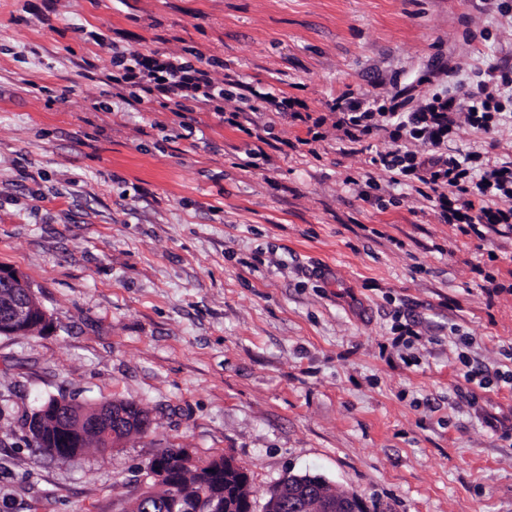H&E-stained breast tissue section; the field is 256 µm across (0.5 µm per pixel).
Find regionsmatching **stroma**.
Segmentation results:
<instances>
[{
    "label": "stroma",
    "instance_id": "stroma-1",
    "mask_svg": "<svg viewBox=\"0 0 512 512\" xmlns=\"http://www.w3.org/2000/svg\"><path fill=\"white\" fill-rule=\"evenodd\" d=\"M114 44L219 58L214 78L305 102L326 138L293 150L307 128L286 115L262 141L112 101ZM441 58L512 68V18L486 0H0V266L51 320L0 335V512H130L166 448L234 457L256 512L290 472L367 512H512V386L465 378L512 371V234L442 222L370 164L383 133L361 150L327 109L418 94ZM456 144L511 157L512 125ZM61 395L151 426L50 457L23 418Z\"/></svg>",
    "mask_w": 512,
    "mask_h": 512
}]
</instances>
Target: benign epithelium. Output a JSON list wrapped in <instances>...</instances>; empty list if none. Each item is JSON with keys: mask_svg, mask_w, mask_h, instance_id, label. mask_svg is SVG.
<instances>
[{"mask_svg": "<svg viewBox=\"0 0 512 512\" xmlns=\"http://www.w3.org/2000/svg\"><path fill=\"white\" fill-rule=\"evenodd\" d=\"M5 294L0 297V334L25 335L35 329H45L50 325L47 312L36 300L35 294L24 277L16 270L0 267V290ZM73 406V402L61 397L54 398L52 403L34 410L26 415L24 428L29 436L40 437L44 431L45 412H60ZM119 413L115 422L108 421L100 414L87 422V427L97 433L104 448H120L130 436L126 434V424ZM172 476V459L169 453L159 452L149 462L146 478L157 483L168 481ZM247 476L246 470L230 456H224V478L241 483ZM295 475L285 476L270 492L265 503L264 512H280V505L285 498L298 495L297 485L293 483ZM303 501L311 503L314 512H365L362 501L355 495L342 493L328 483L313 487L304 493Z\"/></svg>", "mask_w": 512, "mask_h": 512, "instance_id": "obj_1", "label": "benign epithelium"}]
</instances>
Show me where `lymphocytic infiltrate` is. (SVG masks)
I'll use <instances>...</instances> for the list:
<instances>
[{
	"label": "lymphocytic infiltrate",
	"instance_id": "obj_1",
	"mask_svg": "<svg viewBox=\"0 0 512 512\" xmlns=\"http://www.w3.org/2000/svg\"><path fill=\"white\" fill-rule=\"evenodd\" d=\"M111 73L103 84L120 102L152 101L175 114L205 109L225 117L228 124L248 131L260 129L262 103L275 101L271 93H259V105L250 111L226 112L236 77L214 79L209 65L159 51H113ZM447 71V90L436 92L414 108L390 99L379 103L370 97L343 93L330 106L335 127L350 140L359 141L376 131L386 132L387 150L376 152L371 163L389 175L394 185L411 187L433 204L440 218L458 225L467 235L484 238L486 230L502 228L512 233V160L482 161L480 154L449 150L461 128L490 133L512 119L502 90L512 85L508 77H496L494 69L475 70V85Z\"/></svg>",
	"mask_w": 512,
	"mask_h": 512
}]
</instances>
